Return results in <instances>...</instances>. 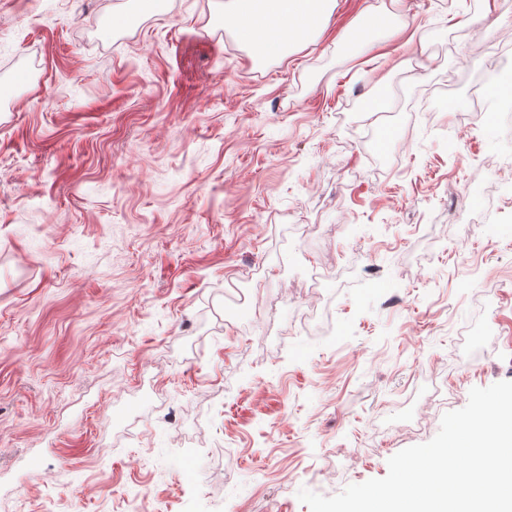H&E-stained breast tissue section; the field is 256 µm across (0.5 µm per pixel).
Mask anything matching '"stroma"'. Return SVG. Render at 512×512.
Returning a JSON list of instances; mask_svg holds the SVG:
<instances>
[{
    "mask_svg": "<svg viewBox=\"0 0 512 512\" xmlns=\"http://www.w3.org/2000/svg\"><path fill=\"white\" fill-rule=\"evenodd\" d=\"M224 2L0 0V512H128L144 487L156 512H309L300 489L385 477L438 433L356 453L467 327L451 409L512 381V233L454 222L458 183L512 170V125L476 117L512 0H338L262 60ZM387 12L381 9H375L371 11H367L363 13L354 29L345 37L344 45L345 47L349 46L352 43L353 35L357 31L368 30L374 31L378 29H382L386 26L387 22Z\"/></svg>",
    "mask_w": 512,
    "mask_h": 512,
    "instance_id": "stroma-1",
    "label": "stroma"
}]
</instances>
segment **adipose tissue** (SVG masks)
Here are the masks:
<instances>
[{
  "mask_svg": "<svg viewBox=\"0 0 512 512\" xmlns=\"http://www.w3.org/2000/svg\"><path fill=\"white\" fill-rule=\"evenodd\" d=\"M336 0H226L224 22L253 57L276 58L328 28Z\"/></svg>",
  "mask_w": 512,
  "mask_h": 512,
  "instance_id": "adipose-tissue-1",
  "label": "adipose tissue"
}]
</instances>
